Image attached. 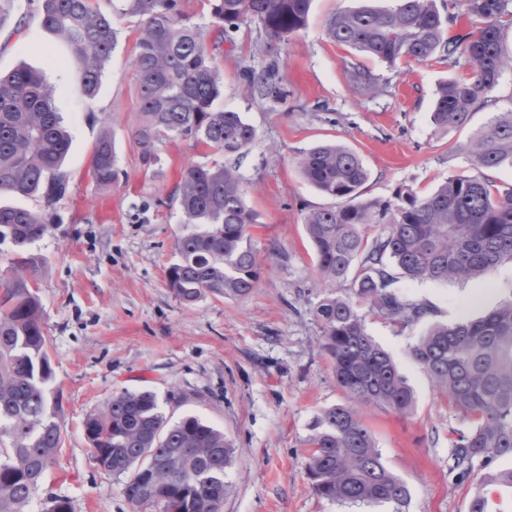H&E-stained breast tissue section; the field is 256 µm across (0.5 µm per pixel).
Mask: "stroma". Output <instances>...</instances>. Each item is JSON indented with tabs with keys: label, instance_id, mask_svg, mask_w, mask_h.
I'll return each instance as SVG.
<instances>
[{
	"label": "stroma",
	"instance_id": "1",
	"mask_svg": "<svg viewBox=\"0 0 512 512\" xmlns=\"http://www.w3.org/2000/svg\"><path fill=\"white\" fill-rule=\"evenodd\" d=\"M360 4L312 0L306 28L276 46L255 21L219 34L200 0H182L208 42L218 45L225 109L241 113L255 130L239 165L246 201L259 214L250 234L262 268L248 297L210 295L186 305L165 280L183 232L174 192L189 166L213 156L166 142L157 147V164L142 165L133 138L138 114L130 67L138 18L122 14V0H112L116 39L88 106L73 93L76 72L67 46L40 25L38 0H14L0 23V70L24 64L41 72L71 134L67 197L29 248L40 265L36 293L62 394L63 444L27 512H45L53 498L67 499L71 512H138L123 496L120 478L94 462L83 427L112 394L126 390L154 392L169 422L196 415L223 431L233 463L221 512H370L318 498L304 469L311 421L343 399L318 342L315 308L325 293L349 295L354 285L318 279L304 218L336 200L307 183L297 161L319 142L349 147L370 173L361 189L365 200L391 199L401 187L424 196L454 175L486 176L499 188L512 187L511 166L487 171L458 151L498 113L512 110V70L495 88L493 106L474 112L464 128L439 130L431 120L437 87L468 73V63L392 67L351 54L327 37L326 28L336 10ZM21 22L25 30L14 34ZM354 60L380 77L381 94L370 97L350 85L346 66ZM270 67L284 99L249 95L245 69ZM104 131L119 168L109 187L88 174ZM399 285L432 307V321L474 319L512 300V265L482 282L403 277ZM366 326L414 390L411 413L363 412L383 463L410 489L404 512H467L472 484L448 473L449 436L466 423L408 353L427 324L398 333L370 315Z\"/></svg>",
	"mask_w": 512,
	"mask_h": 512
}]
</instances>
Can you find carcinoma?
<instances>
[{
  "mask_svg": "<svg viewBox=\"0 0 512 512\" xmlns=\"http://www.w3.org/2000/svg\"><path fill=\"white\" fill-rule=\"evenodd\" d=\"M124 11L141 18L131 68L139 120L133 136L141 161L151 166L158 144L187 141L224 160L187 168L177 190L185 232L175 242L176 261L166 283L184 304L206 294L244 298L262 268L249 228L256 212L244 200L239 156L255 138L251 124L221 105L224 82L203 29L181 0H124ZM312 0H206L219 30L250 19L270 40L285 42L307 22ZM475 30L447 36L455 15L437 0H396L392 9L370 5L342 9L327 35L352 51L394 66L439 59L455 66L465 58L472 71L441 83L431 113L441 130L466 126L474 111L493 104L492 92L512 55H504L503 32L512 27V0H453ZM41 26L69 48L80 79L74 93L93 112L116 31L112 12L99 0H41ZM353 87L380 90V78L359 63L348 67ZM247 92L279 99L275 74L246 72ZM68 131L39 72L0 71V193L39 197L48 212L0 204V244L11 248L13 273L0 280V512H26L62 443L60 395L35 284L39 266L29 246L42 237L66 194L63 169ZM462 152L487 170L512 166V112H502L477 132ZM298 165L319 192L342 200L310 211L307 236L324 283L353 277L354 296L334 293L316 309L318 341L329 355L345 401L322 409L311 421L305 470L315 494L330 503L402 512L407 483L383 463L362 409L400 414L414 408V395L391 353L366 330L359 305L402 332L432 314L430 306L395 289L390 265L409 279L468 283L512 264V188L463 175L418 196L400 188L391 200H362L369 171L353 150L321 142L305 150ZM92 179L110 186L118 178L112 137L96 140ZM387 230L368 239L365 229ZM411 358L448 397L468 426L450 439L449 472L459 483L478 479L468 512H489L488 491L512 498V301L476 320L434 323L409 347ZM84 431L94 461L123 477L122 493L138 507L157 512H220L233 449L218 430L196 415L171 424L151 391H124L89 417Z\"/></svg>",
  "mask_w": 512,
  "mask_h": 512,
  "instance_id": "carcinoma-1",
  "label": "carcinoma"
}]
</instances>
